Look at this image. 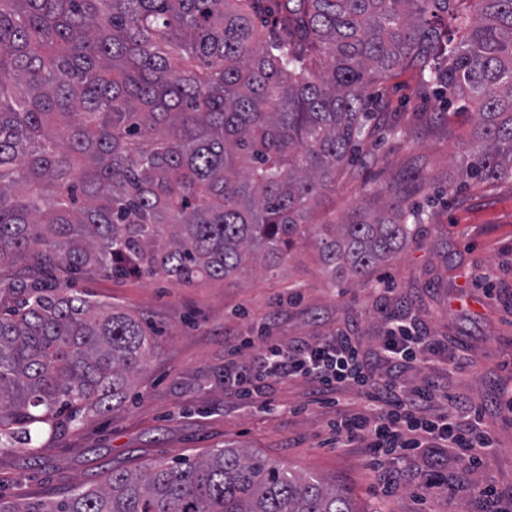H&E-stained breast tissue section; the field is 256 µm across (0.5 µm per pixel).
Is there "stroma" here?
<instances>
[{
  "instance_id": "1",
  "label": "stroma",
  "mask_w": 512,
  "mask_h": 512,
  "mask_svg": "<svg viewBox=\"0 0 512 512\" xmlns=\"http://www.w3.org/2000/svg\"><path fill=\"white\" fill-rule=\"evenodd\" d=\"M375 109L371 154L356 178L339 179L321 207L340 220L364 200L382 209L402 201L429 212L419 234L380 267L389 291L331 281L313 242L294 246L274 271L182 287L165 279L98 276L81 286L96 299L135 313L160 329L159 353L137 376L135 393L118 409L82 418L63 435L43 433L31 459L0 447V495L29 500L66 495L75 485L104 483L112 470L199 455L232 443L272 462L344 489L364 512H484L461 467L444 471L459 492L378 494L363 449L340 448L328 423L334 410L312 404L305 381H265L256 401L224 387V363L249 360L235 349L262 323L272 341L288 344L335 330L358 336L374 354L386 314L419 322L432 335L464 344L473 354L462 374L431 363L407 371L406 386L429 378L439 390L482 409L497 452L476 474L479 482L512 488V415L501 405L512 387V180L488 191L465 182L472 150L471 111L428 98L406 111L421 89L417 71L399 70Z\"/></svg>"
}]
</instances>
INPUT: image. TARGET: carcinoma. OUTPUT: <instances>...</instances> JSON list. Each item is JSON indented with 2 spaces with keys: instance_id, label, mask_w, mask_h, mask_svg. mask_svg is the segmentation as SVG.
I'll use <instances>...</instances> for the list:
<instances>
[{
  "instance_id": "1",
  "label": "carcinoma",
  "mask_w": 512,
  "mask_h": 512,
  "mask_svg": "<svg viewBox=\"0 0 512 512\" xmlns=\"http://www.w3.org/2000/svg\"><path fill=\"white\" fill-rule=\"evenodd\" d=\"M416 70L473 111L465 174L512 179V0H0V445L121 406L156 357L134 314L70 288L192 287L280 265L372 136L366 84ZM429 215L324 224L365 285ZM0 512H361L247 448L114 471Z\"/></svg>"
}]
</instances>
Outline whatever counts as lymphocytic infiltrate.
<instances>
[{"label":"lymphocytic infiltrate","mask_w":512,"mask_h":512,"mask_svg":"<svg viewBox=\"0 0 512 512\" xmlns=\"http://www.w3.org/2000/svg\"><path fill=\"white\" fill-rule=\"evenodd\" d=\"M255 377L290 381L306 379L317 384L320 395H338L355 388L364 398L360 411L337 409L333 431L344 448L365 449L369 465L378 473L383 493L395 495L406 484L425 488L437 478L413 470L416 458L444 448L469 471L487 465L494 448L491 430L483 414L461 398L443 397L431 382L405 389L402 371L448 358L452 369H464L460 356H448L446 341L432 336L415 323L391 317L380 338L379 359L384 376H376L367 363L357 337L344 331L309 342L276 345L268 336L252 337Z\"/></svg>","instance_id":"lymphocytic-infiltrate-1"}]
</instances>
